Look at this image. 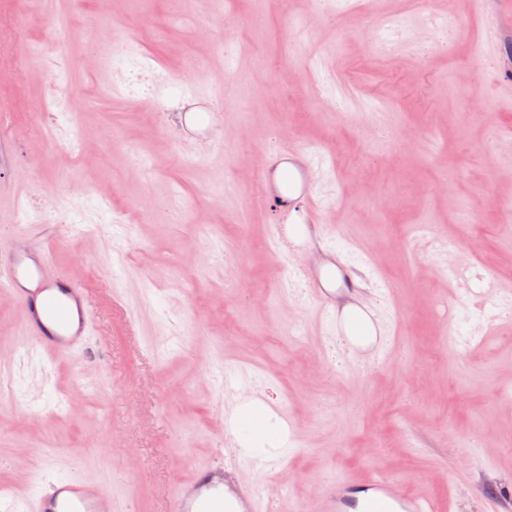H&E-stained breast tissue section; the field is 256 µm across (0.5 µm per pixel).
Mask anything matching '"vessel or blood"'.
Masks as SVG:
<instances>
[{"label": "vessel or blood", "mask_w": 512, "mask_h": 512, "mask_svg": "<svg viewBox=\"0 0 512 512\" xmlns=\"http://www.w3.org/2000/svg\"><path fill=\"white\" fill-rule=\"evenodd\" d=\"M180 124L185 133L197 138L215 136L220 129L215 112L182 113ZM309 173V165L300 163L298 152L281 149L266 162L261 175L262 181L272 184V199L286 218L275 228V236L300 252L325 241L314 202L308 201L301 210L294 205L296 197H307L311 191ZM57 232L54 224L22 228L9 245H0V293L21 308L28 341L63 359L87 349L93 315L86 306L85 288L69 273L53 267ZM308 296L321 314L335 321L338 336L352 335V322L329 305L317 283H310ZM227 474L221 462L195 465L190 475L175 485L174 512H264L255 485L241 483L234 496L225 495ZM323 502V512H351L358 506L363 512H440L430 496L399 497L383 476L364 486L333 482L327 486ZM27 512H113L112 492L107 485L76 475L61 477L29 501Z\"/></svg>", "instance_id": "obj_1"}]
</instances>
